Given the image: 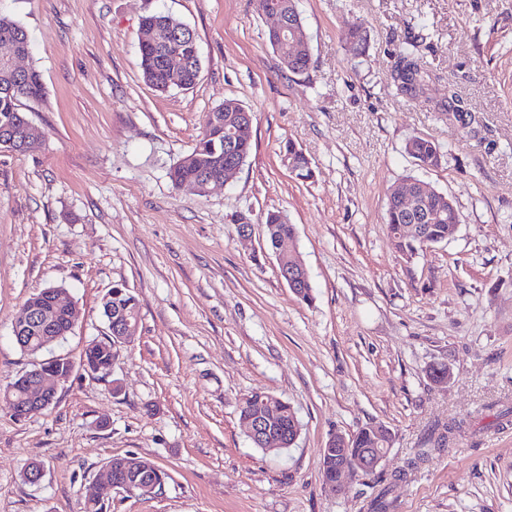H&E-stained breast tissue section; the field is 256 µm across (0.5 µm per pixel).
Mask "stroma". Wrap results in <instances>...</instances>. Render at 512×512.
Segmentation results:
<instances>
[{
  "label": "stroma",
  "mask_w": 512,
  "mask_h": 512,
  "mask_svg": "<svg viewBox=\"0 0 512 512\" xmlns=\"http://www.w3.org/2000/svg\"><path fill=\"white\" fill-rule=\"evenodd\" d=\"M312 64L282 69L256 0H0L27 30L25 68L47 95L24 110L44 132L0 149V385L39 357L79 358L105 328L121 284L140 303L136 336L108 376L75 370L49 409L19 418L0 403V512H80L111 458L155 461L157 495L113 493L106 512H512V0H299ZM163 13L198 36L201 73L160 92L139 68L141 19ZM364 49L347 40L352 25ZM434 73L427 103L396 94L400 49ZM456 91L478 123L449 124ZM253 113L252 151L205 195L173 189L170 168L208 112ZM441 148L427 168L410 137ZM301 149L313 178L284 161ZM414 177L460 213L450 241L415 257L387 237L390 190ZM296 226L314 301L278 275L270 211ZM250 213L251 239L235 219ZM54 286L81 311L42 356L12 339L16 311ZM448 365V383L430 366ZM120 391H113V382ZM268 392L296 410L292 448L253 447L238 403ZM474 429L440 443L458 420ZM392 435L374 477L329 488L320 451L366 424ZM42 463V481L22 471Z\"/></svg>",
  "instance_id": "35a3bbf8"
}]
</instances>
